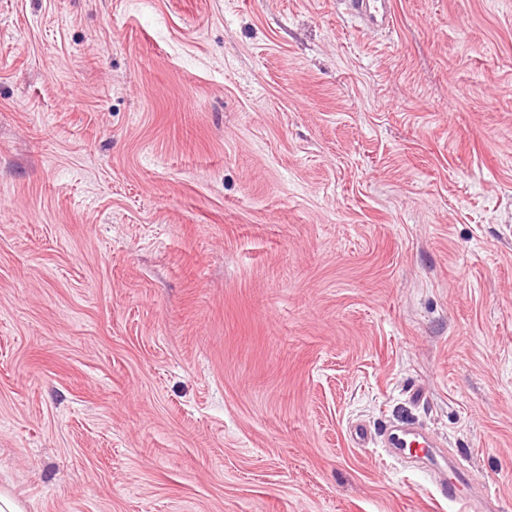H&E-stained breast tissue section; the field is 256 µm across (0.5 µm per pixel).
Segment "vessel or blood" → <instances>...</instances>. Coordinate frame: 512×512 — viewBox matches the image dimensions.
<instances>
[{
    "instance_id": "vessel-or-blood-1",
    "label": "vessel or blood",
    "mask_w": 512,
    "mask_h": 512,
    "mask_svg": "<svg viewBox=\"0 0 512 512\" xmlns=\"http://www.w3.org/2000/svg\"><path fill=\"white\" fill-rule=\"evenodd\" d=\"M348 12L357 24L372 23L386 28L391 24L389 0H344ZM384 446L392 457L398 458L406 452L425 460L429 465H447L445 457L437 454L433 440L409 425H395L386 428ZM448 478L443 486L450 501L464 506L466 512H475L479 499L489 498L488 490L472 493L469 473L464 468L447 465Z\"/></svg>"
}]
</instances>
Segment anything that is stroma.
<instances>
[{
	"instance_id": "obj_1",
	"label": "stroma",
	"mask_w": 512,
	"mask_h": 512,
	"mask_svg": "<svg viewBox=\"0 0 512 512\" xmlns=\"http://www.w3.org/2000/svg\"><path fill=\"white\" fill-rule=\"evenodd\" d=\"M0 0V491L512 512V0ZM348 12L355 18L358 26L372 23L387 28L391 25L389 0H343ZM384 447L394 458H400L408 451L412 456L425 460L430 466L444 465L448 468V480L440 484L447 488L448 500L463 504L465 511H476L479 498H492L488 489L483 488L480 494L471 492L469 473L464 468L455 466L437 454L433 440L409 425H395L386 428L383 434ZM414 447V448H413ZM413 450V452H412Z\"/></svg>"
}]
</instances>
